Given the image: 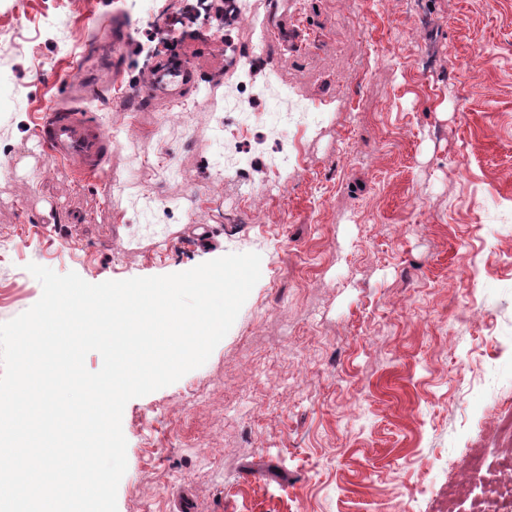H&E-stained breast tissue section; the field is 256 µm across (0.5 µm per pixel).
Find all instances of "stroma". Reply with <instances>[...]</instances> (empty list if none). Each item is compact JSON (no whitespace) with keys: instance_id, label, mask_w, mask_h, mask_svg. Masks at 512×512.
Wrapping results in <instances>:
<instances>
[{"instance_id":"obj_1","label":"stroma","mask_w":512,"mask_h":512,"mask_svg":"<svg viewBox=\"0 0 512 512\" xmlns=\"http://www.w3.org/2000/svg\"><path fill=\"white\" fill-rule=\"evenodd\" d=\"M253 2L275 54L252 82L276 75L317 121L283 197L240 208L213 77L234 80L222 43L250 27L167 26L183 0H0V323L40 299L31 263L98 284L258 253L207 362L126 404L117 512H512L491 468L512 453V0ZM108 22L121 70L95 71L88 109L127 134L80 182L37 123ZM180 60L178 100L142 96ZM127 178L166 223H132Z\"/></svg>"}]
</instances>
